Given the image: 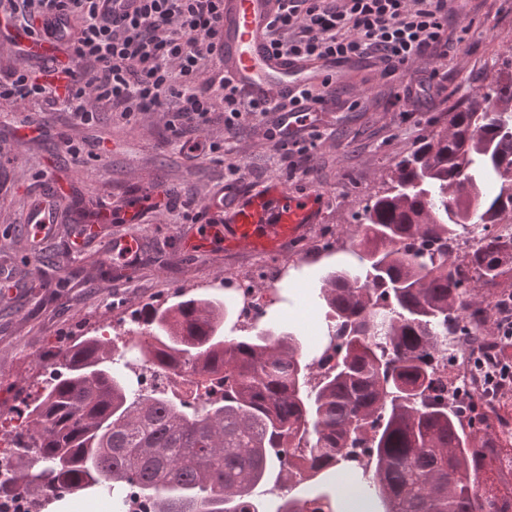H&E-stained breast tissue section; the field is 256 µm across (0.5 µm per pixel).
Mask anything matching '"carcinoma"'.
I'll return each instance as SVG.
<instances>
[{"label":"carcinoma","instance_id":"cac0c4a2","mask_svg":"<svg viewBox=\"0 0 512 512\" xmlns=\"http://www.w3.org/2000/svg\"><path fill=\"white\" fill-rule=\"evenodd\" d=\"M512 216V60L448 113V127L394 162L358 214L347 250L318 298L336 321L317 365L297 334L264 322L224 335L233 301L183 297L135 318L137 359L85 336L60 356L25 420L39 448L0 493L37 500L93 489L117 499L135 488L147 512H266L258 490L307 483L277 512H336L328 484L360 478L377 512H492L475 481L480 448L438 375L453 325L486 334L476 283L512 264V238L488 231ZM483 225L459 261L451 241ZM189 367L220 395L201 407L147 394L138 368Z\"/></svg>","mask_w":512,"mask_h":512}]
</instances>
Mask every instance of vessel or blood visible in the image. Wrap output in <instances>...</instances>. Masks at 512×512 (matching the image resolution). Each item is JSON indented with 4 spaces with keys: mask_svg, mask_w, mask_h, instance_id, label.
Returning <instances> with one entry per match:
<instances>
[{
    "mask_svg": "<svg viewBox=\"0 0 512 512\" xmlns=\"http://www.w3.org/2000/svg\"><path fill=\"white\" fill-rule=\"evenodd\" d=\"M278 6V0H224V71L246 98L283 99L302 85L327 78L342 81L357 73V64L352 60L337 63L331 59L294 60L276 55L269 46L267 29ZM156 195V189H140L117 214L104 206L81 208L72 226V242L81 247L88 241L100 240L107 265L132 267L140 256L139 240L126 235H102L101 227L117 215L128 223L138 222ZM206 209L213 222L199 238L183 240L182 247L189 254H197L215 241L228 250L273 254L320 221L314 195L288 193L275 181L237 192L229 199L216 193L208 199ZM56 222L50 202L42 196L34 197L24 218L30 241L38 243L49 238Z\"/></svg>",
    "mask_w": 512,
    "mask_h": 512,
    "instance_id": "b4317fda",
    "label": "vessel or blood"
}]
</instances>
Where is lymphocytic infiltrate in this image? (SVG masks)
Returning <instances> with one entry per match:
<instances>
[{
    "instance_id": "obj_1",
    "label": "lymphocytic infiltrate",
    "mask_w": 512,
    "mask_h": 512,
    "mask_svg": "<svg viewBox=\"0 0 512 512\" xmlns=\"http://www.w3.org/2000/svg\"><path fill=\"white\" fill-rule=\"evenodd\" d=\"M5 18H23L26 29L55 37L56 24L76 20L66 40V62L21 67L0 79V99L54 98L91 123L99 102L128 118L163 110L175 100V121L203 128L216 102L224 127L271 112L332 105L330 82L301 87L291 98L250 101L225 75L204 77L207 61L221 58L224 0H134L110 16L104 0H0ZM267 38L275 53L299 59H371L382 77L415 62L448 54V0H280ZM498 317L474 354L496 350L492 374L480 394L512 389V296L497 303Z\"/></svg>"
}]
</instances>
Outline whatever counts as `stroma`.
<instances>
[{
    "label": "stroma",
    "instance_id": "stroma-1",
    "mask_svg": "<svg viewBox=\"0 0 512 512\" xmlns=\"http://www.w3.org/2000/svg\"><path fill=\"white\" fill-rule=\"evenodd\" d=\"M449 7V36L466 27V40L450 46L447 58L416 64L402 78L384 80L363 70L355 84L337 86L335 106L313 117L320 136L305 156L276 149L274 112L229 132L219 109L206 127L185 124L177 137L167 112L126 119L102 106L95 122L85 124L59 102L0 100V265L15 283L0 293V415L12 413L35 378L61 373L59 352L102 325L130 321L145 307L197 293L203 283L272 265L274 257L261 253L215 246L189 255L181 249V239L203 232L209 222L205 202L221 188L250 189L274 180L288 192L316 194L322 218L280 251L291 272L265 315L268 323L294 327L307 348H315L324 315L315 294L326 271L348 261L356 212L394 161L428 131L443 127L449 108L512 58V0H451ZM432 69L439 72L436 89L424 94L418 111H408L395 99L401 82ZM187 141L209 148L192 152L183 147ZM71 144L79 155L68 152ZM233 165L238 175H230ZM301 166L310 168L309 177L297 175ZM46 170L56 172L63 190L48 193ZM144 185L164 189L167 207L148 209L137 224L103 228L112 236L134 234L143 243L135 269L110 270L98 246L73 252L74 200L117 206ZM44 193L58 224L34 253L23 220L31 197ZM504 417L512 420V393L483 413L475 432L496 440L494 459L480 466L486 490L500 489L512 474L503 465L512 456V436L499 433Z\"/></svg>",
    "mask_w": 512,
    "mask_h": 512
}]
</instances>
